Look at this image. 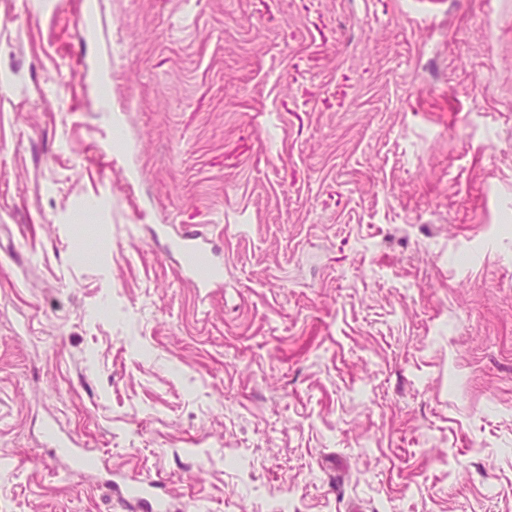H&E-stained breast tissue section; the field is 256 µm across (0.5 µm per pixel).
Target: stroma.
I'll list each match as a JSON object with an SVG mask.
<instances>
[{"label": "stroma", "mask_w": 512, "mask_h": 512, "mask_svg": "<svg viewBox=\"0 0 512 512\" xmlns=\"http://www.w3.org/2000/svg\"><path fill=\"white\" fill-rule=\"evenodd\" d=\"M1 456L0 512H512V0H0ZM154 238L163 241L167 253L178 256V273L182 278L192 281L197 288L223 287L224 265L216 259L215 249L199 234L182 232L171 236L162 228ZM111 491L122 499L138 505L139 510L144 512H165L170 509L167 501L154 490H147L139 485L113 482Z\"/></svg>", "instance_id": "1"}]
</instances>
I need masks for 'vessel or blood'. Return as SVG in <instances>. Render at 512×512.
<instances>
[{"instance_id":"vessel-or-blood-1","label":"vessel or blood","mask_w":512,"mask_h":512,"mask_svg":"<svg viewBox=\"0 0 512 512\" xmlns=\"http://www.w3.org/2000/svg\"><path fill=\"white\" fill-rule=\"evenodd\" d=\"M167 253L177 255L178 273L202 289L219 288L224 284V266L216 258V251L199 234L183 232L169 235L160 231L155 236ZM157 481L147 486L113 483L112 491L122 499L139 506L141 512H168L167 501L156 492Z\"/></svg>"}]
</instances>
